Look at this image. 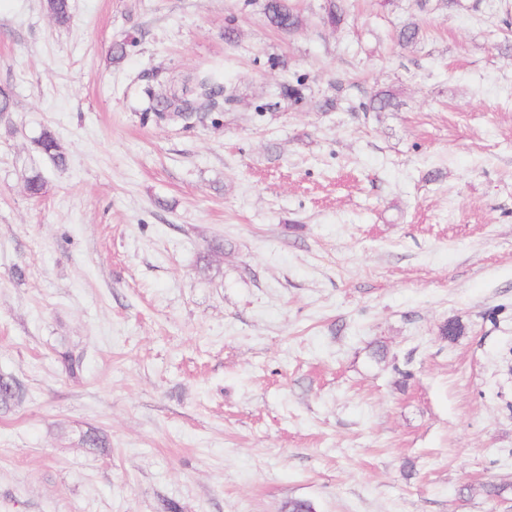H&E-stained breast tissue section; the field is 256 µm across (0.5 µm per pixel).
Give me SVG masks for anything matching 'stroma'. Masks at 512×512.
Segmentation results:
<instances>
[{
	"instance_id": "1",
	"label": "stroma",
	"mask_w": 512,
	"mask_h": 512,
	"mask_svg": "<svg viewBox=\"0 0 512 512\" xmlns=\"http://www.w3.org/2000/svg\"><path fill=\"white\" fill-rule=\"evenodd\" d=\"M295 2L0 0V512L512 506V0ZM263 13L267 24L280 32L292 33L301 25V18L287 0H264ZM219 92L217 79L210 75L197 79L193 98L155 94L148 88L146 94L149 106L146 108L145 117H153L156 123L169 121L180 124L185 130L193 129L210 118L209 111L217 106L216 96ZM22 397L20 383L10 375L0 374V410L8 411Z\"/></svg>"
}]
</instances>
